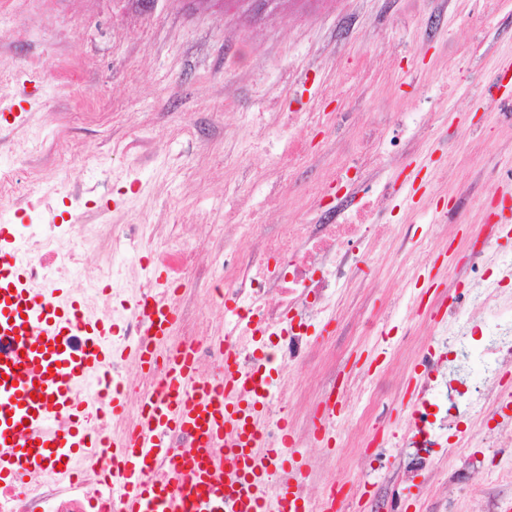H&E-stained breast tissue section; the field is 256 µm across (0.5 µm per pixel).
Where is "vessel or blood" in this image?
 <instances>
[{
    "label": "vessel or blood",
    "mask_w": 512,
    "mask_h": 512,
    "mask_svg": "<svg viewBox=\"0 0 512 512\" xmlns=\"http://www.w3.org/2000/svg\"><path fill=\"white\" fill-rule=\"evenodd\" d=\"M176 315L169 291L134 310L145 340L125 354L164 391L147 392L129 430L112 440L118 512H310L298 492L307 462L290 425L278 445L266 441L250 377L232 353L224 355L219 380H202L191 347L169 342ZM113 332L111 324L85 318L79 296L32 288L10 226H0L1 482L23 488L45 464L99 447L75 389L123 354L112 347ZM178 431L196 441L185 459L174 458L168 443ZM275 469L284 478L271 497Z\"/></svg>",
    "instance_id": "vessel-or-blood-1"
}]
</instances>
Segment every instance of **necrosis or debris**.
Returning a JSON list of instances; mask_svg holds the SVG:
<instances>
[{
  "label": "necrosis or debris",
  "instance_id": "obj_1",
  "mask_svg": "<svg viewBox=\"0 0 512 512\" xmlns=\"http://www.w3.org/2000/svg\"><path fill=\"white\" fill-rule=\"evenodd\" d=\"M11 166L0 169V217L20 220L18 250L32 265L31 280L36 287L52 288L70 278L82 266L84 240L73 230L57 224L53 206L55 194L64 191L63 183H47L29 174L28 192L15 188ZM379 198L369 196L364 185L348 184L335 204L321 207L311 224L290 225L285 233L256 235L249 251L239 254L240 273L224 290L229 310L224 322L232 329L230 343L245 369H259L274 375V390L261 397L263 424L267 437L280 438L279 422L291 408L288 377L315 358L309 330L315 317L336 312V286L353 280L376 257L373 245L383 243L385 227L375 219ZM91 235L112 238L122 248L127 267L145 264L146 243L135 224H103L90 229ZM111 269L87 274L82 291L89 315L122 321V313L101 292L112 283ZM473 299L485 302L486 316L481 322L485 337L483 377L467 390L447 387L444 398L449 409L467 401L471 412L488 415L493 411L487 388L496 384L505 360L512 358V315L492 306V283L483 272V252L473 250L462 280ZM195 296L183 297L178 327L180 342L197 350L199 374L210 380L224 365V349L207 343L198 334L193 312ZM123 322V321H122ZM465 353V345L452 330L435 335L433 342L418 357L426 376L425 390H436L448 375L449 352ZM431 404L422 401L411 412L415 431L405 439L393 440L409 458L404 475L433 467L437 433L447 430V419L431 417ZM110 457H102L96 471L58 473L47 469L31 478L28 492L16 495L0 485V512H112L113 503L104 486L102 471L111 467Z\"/></svg>",
  "mask_w": 512,
  "mask_h": 512
}]
</instances>
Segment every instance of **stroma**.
<instances>
[{
    "instance_id": "1",
    "label": "stroma",
    "mask_w": 512,
    "mask_h": 512,
    "mask_svg": "<svg viewBox=\"0 0 512 512\" xmlns=\"http://www.w3.org/2000/svg\"><path fill=\"white\" fill-rule=\"evenodd\" d=\"M512 59V0L486 12L483 0H283L256 21L199 0H0V113H16L0 127V161L17 171L36 166L52 180L89 189L83 223L140 224L155 243L172 239L206 252L207 286L198 293L201 336L224 334L218 296L233 270V247L248 246L254 225L285 229L316 219L332 201L331 167L343 166L342 142H356L362 126L374 132L385 166L369 171L373 190L391 197L380 223L390 225L391 254L339 288L327 335L312 338L319 355L301 368L288 417L303 432L306 407L321 396L329 369L348 387L350 413L360 414L368 388L392 372L378 415L385 433H403L406 404L422 378L419 350L439 326L433 316L453 311L473 346L481 333L459 297L473 240L492 242L484 257L500 281L494 301L512 306V277L499 262L512 258V116L491 110L480 91ZM36 60L42 76L23 86L9 78ZM364 64L361 78L341 69ZM319 112L293 173L312 194L283 190L290 171L279 155L297 130L288 112ZM30 140L29 156L8 159L10 139ZM102 165L85 173L88 156ZM495 173L494 185L483 174ZM479 182L463 218L440 221L456 205L455 189ZM497 222L489 232L487 220ZM432 236L433 248L400 252L404 233ZM406 357L388 360L398 344ZM497 432L496 420L467 414L446 434L448 458L429 484L406 482L395 451L377 459L376 447L353 451L344 416H337L334 449L301 446L316 468V488L334 481L357 489L363 502L403 512H438L447 485L454 512H487L489 498L512 500V485L486 477V500L470 497L474 459L489 451L460 441L462 430Z\"/></svg>"
}]
</instances>
